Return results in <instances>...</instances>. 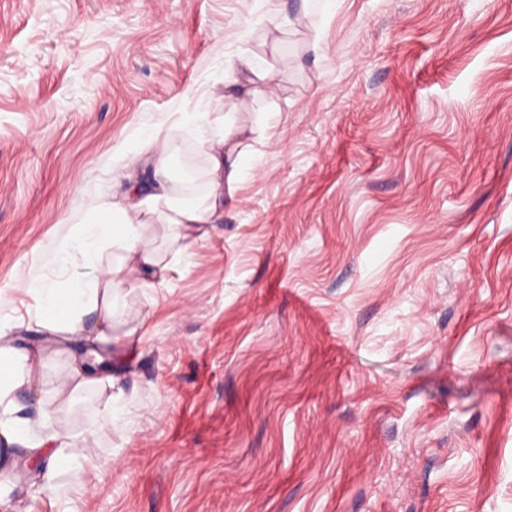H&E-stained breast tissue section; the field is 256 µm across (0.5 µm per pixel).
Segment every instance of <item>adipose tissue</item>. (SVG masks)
Returning <instances> with one entry per match:
<instances>
[{"mask_svg": "<svg viewBox=\"0 0 512 512\" xmlns=\"http://www.w3.org/2000/svg\"><path fill=\"white\" fill-rule=\"evenodd\" d=\"M240 144L228 123L203 139L209 161V189L190 202L173 197L163 183L169 175L173 145H153L149 190L144 197L104 203L92 224L86 225L77 239L65 243L59 251L63 258L74 249L87 257V287L62 291L40 282L30 283L28 291L38 302V330L52 339L80 336L90 345L111 336L117 290L126 283L128 274L136 273L138 287L151 288L163 279L166 270L161 259L138 245L144 217L153 216L165 224L168 238L175 246L182 245L206 225L216 223L224 213L226 196L234 195L238 188ZM107 234L125 250L120 262L102 261L101 241ZM86 312L94 313L95 329L85 327L82 315ZM41 359V354L19 350L6 340L0 342V440L26 448L39 461V478L50 488L57 473L80 456L83 441L79 436L55 430L34 433L31 420L16 416V393L32 388L35 368Z\"/></svg>", "mask_w": 512, "mask_h": 512, "instance_id": "ef3b65f1", "label": "adipose tissue"}]
</instances>
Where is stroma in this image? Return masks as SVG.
Listing matches in <instances>:
<instances>
[{
	"instance_id": "obj_1",
	"label": "stroma",
	"mask_w": 512,
	"mask_h": 512,
	"mask_svg": "<svg viewBox=\"0 0 512 512\" xmlns=\"http://www.w3.org/2000/svg\"><path fill=\"white\" fill-rule=\"evenodd\" d=\"M226 114L234 202L178 257L148 220L174 268L51 422L81 457L45 493L0 454V512H512V0H0V327L86 280L59 248L149 136L180 197ZM14 344L35 421L79 344Z\"/></svg>"
}]
</instances>
